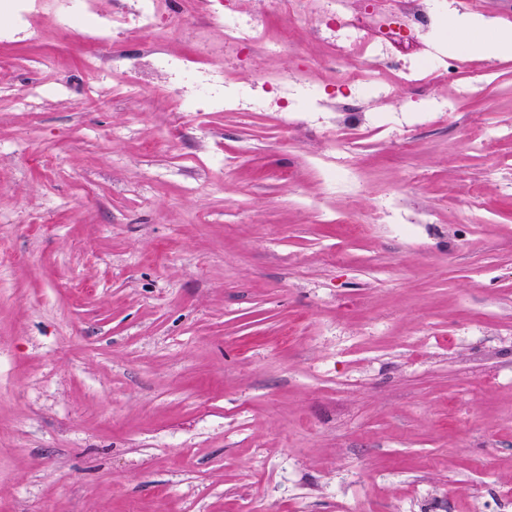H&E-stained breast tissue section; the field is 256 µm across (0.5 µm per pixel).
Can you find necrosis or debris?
I'll use <instances>...</instances> for the list:
<instances>
[{
	"label": "necrosis or debris",
	"instance_id": "4bbe7bcc",
	"mask_svg": "<svg viewBox=\"0 0 512 512\" xmlns=\"http://www.w3.org/2000/svg\"><path fill=\"white\" fill-rule=\"evenodd\" d=\"M204 27L223 33L221 42L206 51L174 54L158 40L175 22L171 0H117L103 8L100 0H0V44L35 39L37 19L48 17L54 28L79 36L88 47V71L112 70L122 84L113 94L143 88L157 80V88L176 112H236L258 108L266 112H324L337 141L348 132L375 124L370 104L408 92V112H447L451 99L436 91L452 81L457 97L478 95L490 68L474 63L465 48L445 51L438 32L444 18L437 0H276L287 28L310 25L322 39L336 76L330 87L314 86L311 68L267 71L240 92L225 65L227 58L244 62L256 49L271 42L286 44L287 36L272 39L261 7L245 10L239 0H194ZM131 28L146 34L137 58L117 50L120 36Z\"/></svg>",
	"mask_w": 512,
	"mask_h": 512
}]
</instances>
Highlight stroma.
<instances>
[{"mask_svg": "<svg viewBox=\"0 0 512 512\" xmlns=\"http://www.w3.org/2000/svg\"><path fill=\"white\" fill-rule=\"evenodd\" d=\"M175 8L169 49L219 40ZM299 51L331 80L301 25L239 85ZM471 56L452 115L379 98L336 147L313 112L86 94L49 25L0 44V512H512V47Z\"/></svg>", "mask_w": 512, "mask_h": 512, "instance_id": "1", "label": "stroma"}]
</instances>
